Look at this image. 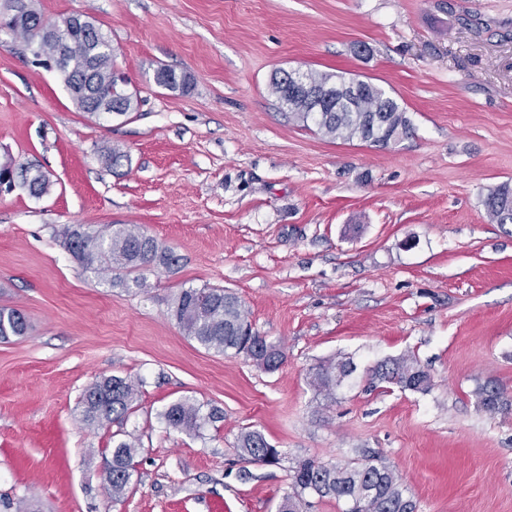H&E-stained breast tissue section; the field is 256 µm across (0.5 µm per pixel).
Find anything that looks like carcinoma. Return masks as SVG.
<instances>
[{"instance_id": "cac0c4a2", "label": "carcinoma", "mask_w": 512, "mask_h": 512, "mask_svg": "<svg viewBox=\"0 0 512 512\" xmlns=\"http://www.w3.org/2000/svg\"><path fill=\"white\" fill-rule=\"evenodd\" d=\"M36 14L37 11H32L30 24L19 37L49 53L53 45L37 28ZM86 27L92 35L61 32L57 36L68 50L60 78L72 103L80 112L91 110L93 95L86 94L83 89V79L88 77L94 95L112 100L113 117L135 111L138 106L136 94L113 72L112 41L93 22H87ZM153 79L168 89L187 90L191 87L190 76L178 74L168 66L158 67ZM302 79L317 90L345 83L341 75L312 70L302 73ZM270 88L279 104L288 110V117L306 125L313 124L318 133L330 139H360L386 146L411 133L410 120L398 103L383 88L371 83L365 84L355 107L336 110L324 105L314 112L305 97L285 95L278 77L271 79ZM20 173L31 195L40 197L48 193L50 181L39 170L23 166ZM484 206L491 221L512 224V186L506 183L491 191ZM64 235L69 252L82 267L99 273L119 270L130 274L158 265L169 269L178 263L170 248L160 245L136 225L113 224L105 231H96L88 225L78 224L66 228ZM171 315L184 335L207 350L225 356L243 353L268 372L277 370L283 363L285 354L278 345L257 333L242 335L243 329L250 326L249 313L244 303L228 289L185 288L175 296ZM27 329L28 323L22 312L0 309V339L23 336ZM351 367V361L342 359L321 364L312 374V384L318 392L331 398L342 378L350 374ZM373 376L381 383L404 390L426 393L431 388L430 374L413 355L377 364ZM138 386V382L119 376L97 380L84 391L80 401L84 421L91 426L103 427L125 417L136 400ZM475 394L487 412L497 413L512 407L506 390L495 380L479 385ZM161 417L168 427L198 436L207 424L219 418V412L213 408L205 413L203 406L183 398L170 404ZM138 449L139 443L134 440L120 441L112 448L104 481L116 500L125 495L133 482V459ZM236 453L244 461L263 465H277L282 460L281 450L257 430L240 434ZM291 489L292 492L283 498L279 512H284L288 502L306 494L341 501L344 512H417L416 502L398 475L379 460L328 465L305 459L292 468Z\"/></svg>"}]
</instances>
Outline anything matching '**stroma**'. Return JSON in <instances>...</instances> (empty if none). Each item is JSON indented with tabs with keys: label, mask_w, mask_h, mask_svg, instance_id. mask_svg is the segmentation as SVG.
Listing matches in <instances>:
<instances>
[{
	"label": "stroma",
	"mask_w": 512,
	"mask_h": 512,
	"mask_svg": "<svg viewBox=\"0 0 512 512\" xmlns=\"http://www.w3.org/2000/svg\"><path fill=\"white\" fill-rule=\"evenodd\" d=\"M110 37L140 105L119 119L72 104L21 40L0 39V164L29 162L53 186L0 192V308L26 336L0 341V512H277L297 461L384 459L417 512H512V224L487 193L512 184V0H32ZM167 65L189 92L153 81ZM279 69L382 87L413 132L386 146L331 140L286 117ZM129 156L104 168L101 148ZM137 224L179 262L139 278L84 269L63 229ZM235 292L281 345L274 372L185 336L183 288ZM416 356L419 393L378 382ZM356 366L334 398L320 362ZM139 382L125 418L93 430L83 391ZM191 398L223 417L194 436L161 412ZM283 459L239 460L244 430ZM139 439L135 482L113 500L102 473ZM489 219L496 224H512V187L500 185L491 191L484 200ZM373 376L381 383L420 393L428 392L432 385L430 374L413 355H403L377 364ZM481 407L490 413L508 410L512 406L511 397L508 398L506 390L495 380H487L480 384L476 391Z\"/></svg>",
	"instance_id": "obj_1"
}]
</instances>
